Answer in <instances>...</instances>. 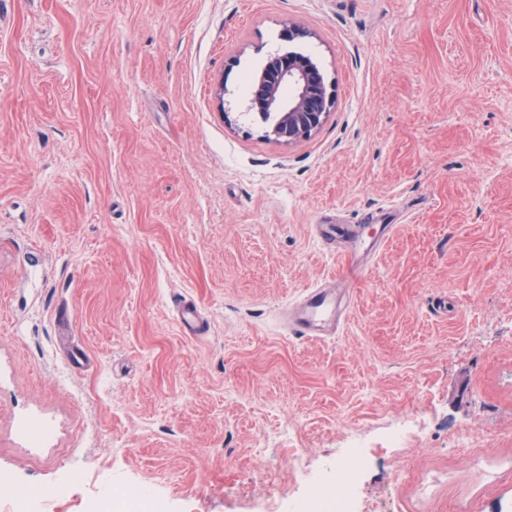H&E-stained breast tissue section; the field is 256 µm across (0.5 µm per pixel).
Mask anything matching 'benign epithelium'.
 <instances>
[{
	"label": "benign epithelium",
	"instance_id": "benign-epithelium-1",
	"mask_svg": "<svg viewBox=\"0 0 512 512\" xmlns=\"http://www.w3.org/2000/svg\"><path fill=\"white\" fill-rule=\"evenodd\" d=\"M333 106L334 93L321 68L295 51L270 56L252 78L249 107L267 117L265 136L281 146L310 138Z\"/></svg>",
	"mask_w": 512,
	"mask_h": 512
}]
</instances>
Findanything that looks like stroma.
Listing matches in <instances>:
<instances>
[{"mask_svg": "<svg viewBox=\"0 0 512 512\" xmlns=\"http://www.w3.org/2000/svg\"><path fill=\"white\" fill-rule=\"evenodd\" d=\"M4 2L0 470L33 512H288L294 453L355 430L374 512H512V0ZM290 46L336 103L283 147L244 79ZM315 285L339 324L299 340ZM150 500L143 498H124L108 496L100 501L98 511L101 512H143L149 511Z\"/></svg>", "mask_w": 512, "mask_h": 512, "instance_id": "obj_1", "label": "stroma"}]
</instances>
